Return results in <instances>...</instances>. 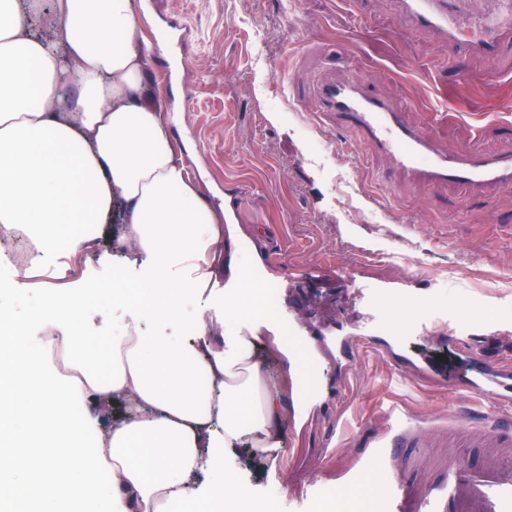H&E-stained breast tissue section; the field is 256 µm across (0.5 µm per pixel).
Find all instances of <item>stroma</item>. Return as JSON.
Here are the masks:
<instances>
[{
    "label": "stroma",
    "mask_w": 512,
    "mask_h": 512,
    "mask_svg": "<svg viewBox=\"0 0 512 512\" xmlns=\"http://www.w3.org/2000/svg\"><path fill=\"white\" fill-rule=\"evenodd\" d=\"M161 28L186 25L184 57L156 45L151 59L173 136L192 149L186 164L214 208L224 190L248 186L253 196L238 215L242 231L273 272L268 301L289 335L330 327H364L362 290L397 280L419 261L425 284L399 294L412 311L443 304L490 322L512 346V187L486 193L464 211L459 191L392 178L377 181L384 158L366 165L365 146L321 114L314 85L331 70L364 81L441 146L511 150L512 66L496 67L462 51L446 54L428 34L396 39L391 0H140ZM278 121H270V113ZM116 312L108 297L87 301L75 319L100 358L112 353ZM399 353L432 366L435 382L399 374L369 353L347 367L342 410L317 407L301 431H287L277 457L234 449L236 475L251 512H328L337 488L355 497L343 512H379L370 490L377 468L368 452L387 433L420 421L421 459L406 458L431 481L448 456L449 419L480 423V399L456 407L448 399L469 373L466 351L446 328L406 334Z\"/></svg>",
    "instance_id": "35a3bbf8"
}]
</instances>
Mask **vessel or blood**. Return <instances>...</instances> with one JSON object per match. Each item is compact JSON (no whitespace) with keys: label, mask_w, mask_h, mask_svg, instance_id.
Masks as SVG:
<instances>
[{"label":"vessel or blood","mask_w":512,"mask_h":512,"mask_svg":"<svg viewBox=\"0 0 512 512\" xmlns=\"http://www.w3.org/2000/svg\"><path fill=\"white\" fill-rule=\"evenodd\" d=\"M395 4L405 33L431 34L451 55L464 49L495 64L503 43L512 39V0H491L484 8L475 7L472 0H395ZM317 95L325 118L371 146L377 156L389 161L390 172L406 181L462 187L464 205L492 188L512 185L511 152L448 150L354 76L329 73L319 82ZM246 197L241 186L225 191V223H235ZM366 306L370 335L330 339L322 333L316 343H334L343 363L375 348L397 368H405L407 362L397 352L394 338L426 330L435 320L433 313L387 310L379 290L367 293ZM475 360V374L459 381L455 394L480 397L488 422L481 427L459 423L456 445L486 448L484 462L473 468L462 457H449L442 464V478L421 484L394 466L400 436H385L379 450L387 461L378 484L381 512H512V365H493L480 354Z\"/></svg>","instance_id":"1"}]
</instances>
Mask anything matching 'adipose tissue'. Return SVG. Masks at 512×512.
I'll list each match as a JSON object with an SVG mask.
<instances>
[{
    "mask_svg": "<svg viewBox=\"0 0 512 512\" xmlns=\"http://www.w3.org/2000/svg\"><path fill=\"white\" fill-rule=\"evenodd\" d=\"M25 15L20 0H0V240L23 237L12 285L43 289L45 302L25 328L0 305V512H78L85 476L102 474L110 492L97 512H170L205 466L224 481V512H242L232 449L276 456L286 427L312 414L327 359L272 324L252 240L191 178L153 93L135 0H54L47 41ZM117 208L107 285L81 265ZM132 282L149 286L148 301H126ZM105 290L125 321L101 377L71 317ZM204 296L222 308L223 334L186 316ZM47 347L62 352L65 384L42 377ZM115 402L124 419L103 427Z\"/></svg>",
    "mask_w": 512,
    "mask_h": 512,
    "instance_id": "obj_1",
    "label": "adipose tissue"
}]
</instances>
